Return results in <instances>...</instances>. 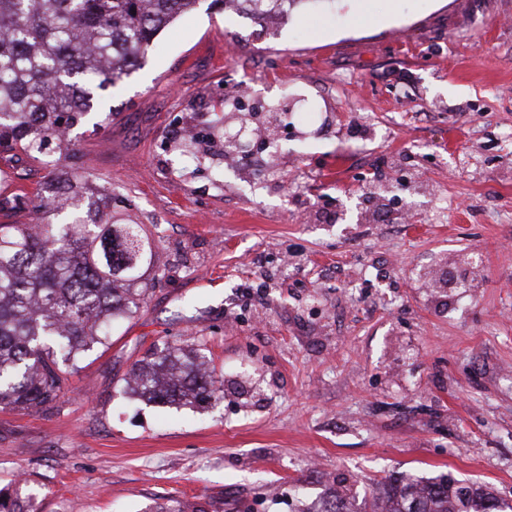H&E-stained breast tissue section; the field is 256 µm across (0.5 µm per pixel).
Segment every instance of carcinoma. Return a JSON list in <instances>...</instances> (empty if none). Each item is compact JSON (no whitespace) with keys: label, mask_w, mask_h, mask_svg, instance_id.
Returning a JSON list of instances; mask_svg holds the SVG:
<instances>
[{"label":"carcinoma","mask_w":512,"mask_h":512,"mask_svg":"<svg viewBox=\"0 0 512 512\" xmlns=\"http://www.w3.org/2000/svg\"><path fill=\"white\" fill-rule=\"evenodd\" d=\"M262 22L301 0H225ZM198 0H0V146L56 167L54 146L105 93L144 64L155 38ZM77 172L42 199L55 223L0 224V407L54 405L77 361L108 341L104 326L137 311L141 270L155 244L139 224H117ZM205 356L168 345L135 363L122 393L196 407L217 398ZM0 512H38L20 482L0 488ZM311 512H363L344 482ZM370 512H512L486 485L448 474L423 481L391 475Z\"/></svg>","instance_id":"carcinoma-1"}]
</instances>
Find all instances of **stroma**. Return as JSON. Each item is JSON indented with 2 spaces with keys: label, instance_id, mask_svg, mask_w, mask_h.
<instances>
[{
  "label": "stroma",
  "instance_id": "35a3bbf8",
  "mask_svg": "<svg viewBox=\"0 0 512 512\" xmlns=\"http://www.w3.org/2000/svg\"><path fill=\"white\" fill-rule=\"evenodd\" d=\"M257 27L200 0L74 126L71 169L154 238L147 298L78 362L58 403L0 410V481L42 512H305L335 480L449 474L512 501V0H301ZM300 108L225 167L238 87ZM187 127L193 155L171 147ZM204 345L202 408L117 392L163 343Z\"/></svg>",
  "mask_w": 512,
  "mask_h": 512
}]
</instances>
